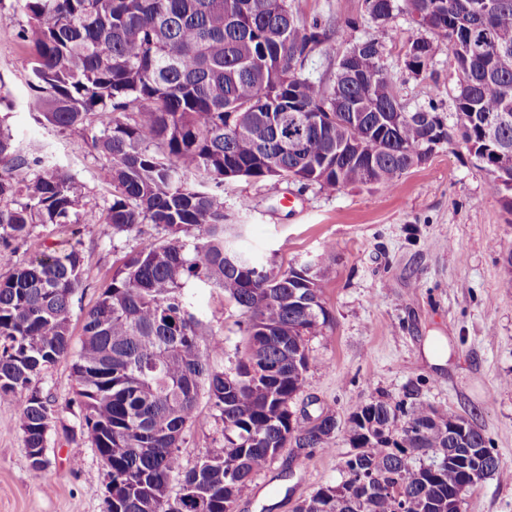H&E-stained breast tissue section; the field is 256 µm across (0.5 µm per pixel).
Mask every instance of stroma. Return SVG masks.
<instances>
[{
    "instance_id": "stroma-1",
    "label": "stroma",
    "mask_w": 512,
    "mask_h": 512,
    "mask_svg": "<svg viewBox=\"0 0 512 512\" xmlns=\"http://www.w3.org/2000/svg\"><path fill=\"white\" fill-rule=\"evenodd\" d=\"M289 4L302 21L316 20L332 31L330 44L304 66L310 80L332 84L337 54L373 38L382 44L387 77L408 108L433 105L442 115L453 112L447 54H439L420 75L404 64L414 26L406 12L396 11L382 27L370 18L365 0ZM0 10L13 15L12 25L0 28V124L20 149H41L69 168L87 201L78 225H35L10 264H0V275L9 265L30 262L43 243L79 244L84 285L71 307L77 332L113 263L137 241L129 238L115 248L102 239L94 217L112 199L106 162L85 131H59L30 110L29 54L18 38L28 18L15 0H0ZM489 183L466 149L445 144L389 189L327 191L248 178L225 183L224 211L243 225L244 248L278 269L322 262L323 298L332 322L309 343L317 367L292 410L301 422L330 412L339 424L332 449L285 448L255 476L234 512H292L319 487L341 484L350 451L345 426L355 405L373 398L396 402L413 386L424 402L472 421L500 459V473L472 489L464 512H512V267L505 261L512 252V215ZM195 304L212 332L226 338L215 367L230 368L240 335L222 293L196 289ZM430 337L449 351L442 364L424 353ZM71 365V357L61 358L35 383L58 419L49 432L42 482L32 477L18 410L0 402V512H107L102 461L88 439L71 441L65 434L78 428L81 417ZM221 446L215 412L207 396H200L181 445L184 468ZM76 447L77 464L71 460Z\"/></svg>"
}]
</instances>
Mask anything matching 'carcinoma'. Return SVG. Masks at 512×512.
<instances>
[{
  "label": "carcinoma",
  "instance_id": "obj_1",
  "mask_svg": "<svg viewBox=\"0 0 512 512\" xmlns=\"http://www.w3.org/2000/svg\"><path fill=\"white\" fill-rule=\"evenodd\" d=\"M28 17L32 106L55 128L91 133L106 159L112 201L102 237L155 235L112 267L83 319L73 359L87 436L112 477L108 512H233L254 476L293 443L332 447L336 416L293 419L291 404L314 367L309 342L331 322L319 272L277 270L238 246L224 183L244 177L339 190L371 180L388 188L440 144L464 145L512 214V0H404L430 37L416 36L411 72L446 51L469 78L453 86L448 122L434 107L409 110L383 73L382 45H357L366 77L324 87L303 70L331 41L318 22L294 17L288 0H17ZM388 22L397 0H366ZM360 104L321 124L307 122L336 90ZM298 106L269 114L260 100ZM359 143L360 156L350 150ZM0 259L35 224H75L87 209L74 174L23 151L0 126ZM17 171L26 172L19 178ZM84 256L43 243L26 265L0 276V400L20 414L29 455L47 447L54 410L32 387L71 349L72 298ZM218 289L242 336L233 367L219 370L224 338L192 311L189 285ZM206 392L221 422L222 448L182 465L184 433ZM360 402L351 413L346 479L318 488L294 512H462L463 488L500 470L489 440L469 419L417 400ZM443 454L439 463L415 457Z\"/></svg>",
  "mask_w": 512,
  "mask_h": 512
}]
</instances>
